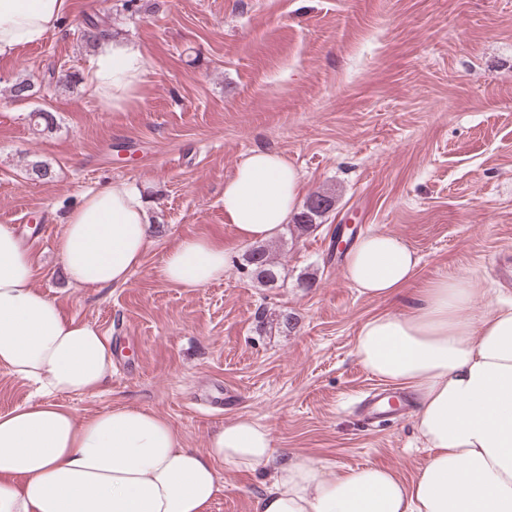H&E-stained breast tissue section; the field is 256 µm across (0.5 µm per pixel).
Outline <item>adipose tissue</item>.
<instances>
[{
  "mask_svg": "<svg viewBox=\"0 0 512 512\" xmlns=\"http://www.w3.org/2000/svg\"><path fill=\"white\" fill-rule=\"evenodd\" d=\"M70 0H0V57L59 27ZM133 39L106 37L89 82L103 109L125 111L146 80ZM302 179L283 155L256 149L224 183V221L242 242L274 238L298 209ZM140 189L115 182L82 196L64 220L59 255L77 287L124 285L150 239ZM224 241L179 240L161 274L182 288L224 277ZM419 265L397 236L374 231L347 252L344 276L382 302L400 297ZM34 259L13 225L0 224V366L35 387L36 400L0 412V512H211L218 466L266 476L254 512H512V303L490 300L473 277L447 275L407 313L359 328L355 354L373 376L416 396L415 430L429 452L411 482L387 467L337 468L274 445L248 416L188 448L154 412L107 408L89 419L58 404L111 379L110 337L67 314L33 284Z\"/></svg>",
  "mask_w": 512,
  "mask_h": 512,
  "instance_id": "obj_1",
  "label": "adipose tissue"
}]
</instances>
